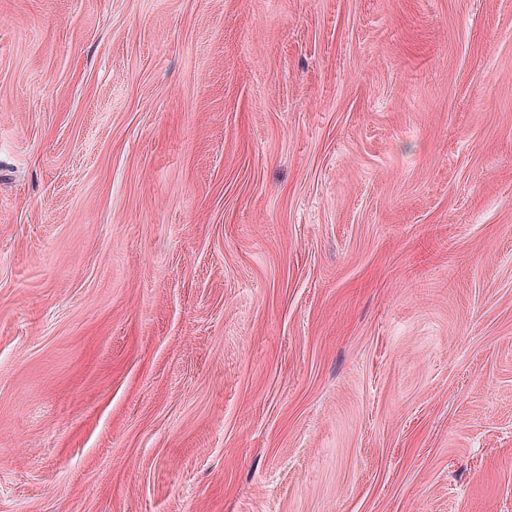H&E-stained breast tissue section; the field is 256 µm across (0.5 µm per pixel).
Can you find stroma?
I'll return each mask as SVG.
<instances>
[{"mask_svg": "<svg viewBox=\"0 0 512 512\" xmlns=\"http://www.w3.org/2000/svg\"><path fill=\"white\" fill-rule=\"evenodd\" d=\"M0 512H512V0H0Z\"/></svg>", "mask_w": 512, "mask_h": 512, "instance_id": "stroma-1", "label": "stroma"}]
</instances>
